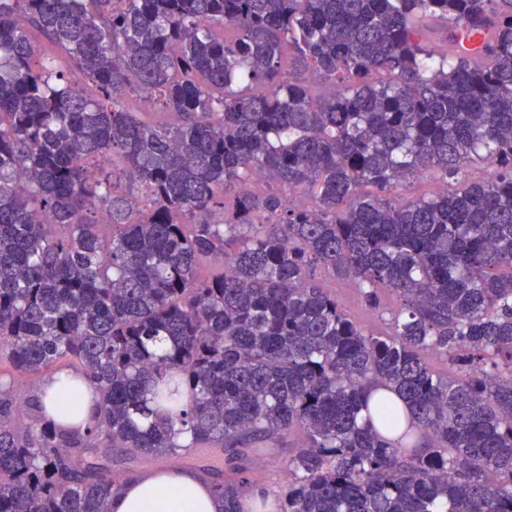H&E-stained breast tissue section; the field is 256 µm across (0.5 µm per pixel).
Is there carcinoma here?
<instances>
[{
	"mask_svg": "<svg viewBox=\"0 0 512 512\" xmlns=\"http://www.w3.org/2000/svg\"><path fill=\"white\" fill-rule=\"evenodd\" d=\"M63 359L86 427L13 384ZM296 426L281 512H512V0H0V512H108L114 448L266 508ZM444 188V182L434 172H426L417 178H408L401 182L397 193L405 200H412L422 195H437L443 192ZM318 283L328 289L336 296V301L341 306L344 313L354 322L363 327L379 328L382 326L383 319H388L390 313L394 311L398 302L390 292H381V309L372 310L361 301L359 292L350 282L335 277L323 270L317 272ZM299 442V436L292 433L284 442L285 448H279L274 453L252 460L250 465L251 484L243 488L242 491L250 487L261 486L265 490L264 496L278 504L288 479V456L295 450L293 446Z\"/></svg>",
	"mask_w": 512,
	"mask_h": 512,
	"instance_id": "1",
	"label": "carcinoma"
}]
</instances>
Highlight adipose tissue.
<instances>
[{
  "label": "adipose tissue",
  "mask_w": 512,
  "mask_h": 512,
  "mask_svg": "<svg viewBox=\"0 0 512 512\" xmlns=\"http://www.w3.org/2000/svg\"><path fill=\"white\" fill-rule=\"evenodd\" d=\"M224 501L211 484L188 469L135 473L109 500L108 512H222Z\"/></svg>",
  "instance_id": "1"
}]
</instances>
